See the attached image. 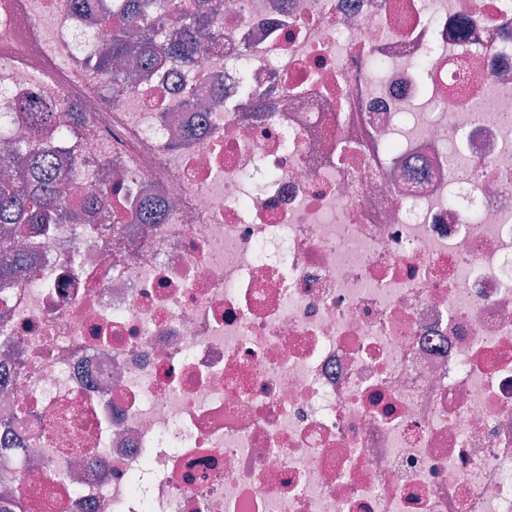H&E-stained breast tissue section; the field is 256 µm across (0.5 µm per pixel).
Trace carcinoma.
<instances>
[{
  "mask_svg": "<svg viewBox=\"0 0 512 512\" xmlns=\"http://www.w3.org/2000/svg\"><path fill=\"white\" fill-rule=\"evenodd\" d=\"M155 0H123L121 11L125 24L112 32L111 41L99 52L98 66L105 79L121 80L122 73L112 68L115 59H131L136 69L131 74L136 82L155 70L197 52L202 23L195 13L184 11L176 18L181 23V37L163 45L136 34L147 16V8ZM24 129L22 145L14 146V155L22 161L13 164L11 178L0 182V278L19 274L23 264L14 240L24 224H65L73 219L65 204L56 176L51 141L60 140L66 129L56 122L54 113L30 100L20 103ZM161 209L146 205L136 213L139 224L159 223Z\"/></svg>",
  "mask_w": 512,
  "mask_h": 512,
  "instance_id": "obj_1",
  "label": "carcinoma"
}]
</instances>
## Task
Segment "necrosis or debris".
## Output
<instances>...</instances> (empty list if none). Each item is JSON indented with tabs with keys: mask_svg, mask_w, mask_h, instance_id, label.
Instances as JSON below:
<instances>
[{
	"mask_svg": "<svg viewBox=\"0 0 512 512\" xmlns=\"http://www.w3.org/2000/svg\"><path fill=\"white\" fill-rule=\"evenodd\" d=\"M118 19L0 0L83 215L0 280V512H512V0H224L139 89Z\"/></svg>",
	"mask_w": 512,
	"mask_h": 512,
	"instance_id": "obj_1",
	"label": "necrosis or debris"
}]
</instances>
